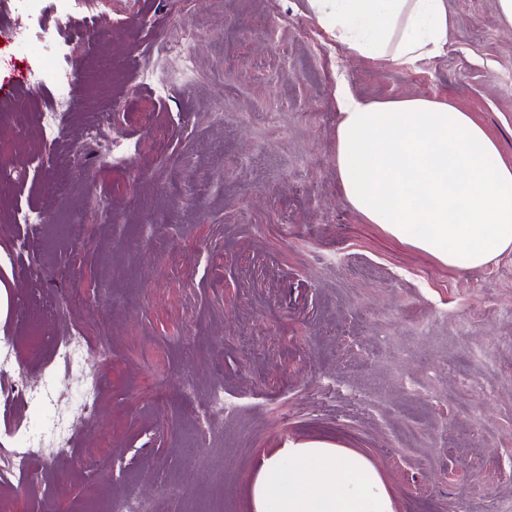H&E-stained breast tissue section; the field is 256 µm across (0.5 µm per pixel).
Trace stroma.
Masks as SVG:
<instances>
[{
    "label": "stroma",
    "instance_id": "obj_1",
    "mask_svg": "<svg viewBox=\"0 0 512 512\" xmlns=\"http://www.w3.org/2000/svg\"><path fill=\"white\" fill-rule=\"evenodd\" d=\"M446 4L447 52L407 69L333 41L309 0H81L65 24L47 0L32 23L69 42L75 103L51 142L54 82L0 107V448L46 449L29 485L0 460L5 512H253L263 461L311 440L366 458L393 512H512V254L441 264L350 209L336 170L344 88L448 102L512 163V26L495 0ZM20 16L0 0V82L43 61L10 42ZM187 25L189 70L166 50ZM67 335L111 350L78 372ZM43 381L51 402L28 400ZM218 388L236 411L204 415Z\"/></svg>",
    "mask_w": 512,
    "mask_h": 512
}]
</instances>
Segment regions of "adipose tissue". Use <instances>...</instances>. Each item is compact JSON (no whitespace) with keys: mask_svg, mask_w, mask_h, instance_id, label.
<instances>
[{"mask_svg":"<svg viewBox=\"0 0 512 512\" xmlns=\"http://www.w3.org/2000/svg\"><path fill=\"white\" fill-rule=\"evenodd\" d=\"M317 22L368 59L414 68L445 53V0H312ZM336 168L345 204L390 236L457 269L512 253V164L472 117L419 97L339 101ZM255 512H393L366 459L324 441L263 463Z\"/></svg>","mask_w":512,"mask_h":512,"instance_id":"obj_1","label":"adipose tissue"}]
</instances>
